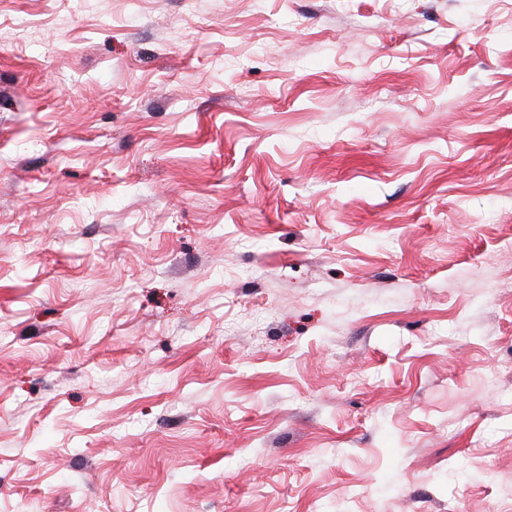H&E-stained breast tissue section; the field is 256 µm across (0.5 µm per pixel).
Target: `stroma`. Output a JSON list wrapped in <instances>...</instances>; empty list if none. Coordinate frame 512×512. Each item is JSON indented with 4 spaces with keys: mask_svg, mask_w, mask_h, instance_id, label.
<instances>
[{
    "mask_svg": "<svg viewBox=\"0 0 512 512\" xmlns=\"http://www.w3.org/2000/svg\"><path fill=\"white\" fill-rule=\"evenodd\" d=\"M0 512H512V0H0Z\"/></svg>",
    "mask_w": 512,
    "mask_h": 512,
    "instance_id": "obj_1",
    "label": "stroma"
}]
</instances>
